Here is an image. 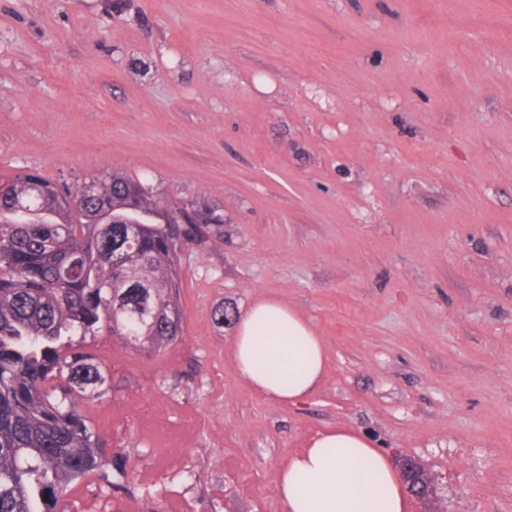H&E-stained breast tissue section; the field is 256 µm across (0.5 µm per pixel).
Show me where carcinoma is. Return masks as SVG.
Instances as JSON below:
<instances>
[{
  "label": "carcinoma",
  "mask_w": 512,
  "mask_h": 512,
  "mask_svg": "<svg viewBox=\"0 0 512 512\" xmlns=\"http://www.w3.org/2000/svg\"><path fill=\"white\" fill-rule=\"evenodd\" d=\"M141 186L117 171L70 187L28 173L0 195V512H58L70 485L101 474L82 403L105 376L62 337L104 330L154 353L182 335L170 244L208 225L172 223L179 204Z\"/></svg>",
  "instance_id": "1"
}]
</instances>
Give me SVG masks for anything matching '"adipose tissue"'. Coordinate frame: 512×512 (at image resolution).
Wrapping results in <instances>:
<instances>
[{
  "label": "adipose tissue",
  "mask_w": 512,
  "mask_h": 512,
  "mask_svg": "<svg viewBox=\"0 0 512 512\" xmlns=\"http://www.w3.org/2000/svg\"><path fill=\"white\" fill-rule=\"evenodd\" d=\"M234 365L248 387L276 402L311 395L324 375L325 349L310 324L274 299L256 302L231 339ZM286 512H408L407 490L391 459L366 434L318 433L276 472Z\"/></svg>",
  "instance_id": "1"
}]
</instances>
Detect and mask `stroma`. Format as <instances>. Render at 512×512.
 I'll return each mask as SVG.
<instances>
[{"label": "stroma", "mask_w": 512, "mask_h": 512, "mask_svg": "<svg viewBox=\"0 0 512 512\" xmlns=\"http://www.w3.org/2000/svg\"><path fill=\"white\" fill-rule=\"evenodd\" d=\"M115 170L224 215L179 255L183 336L73 337L108 466L59 512H286L314 433H367L444 512H512V0H0V177ZM264 298L321 337L298 403L251 390Z\"/></svg>", "instance_id": "1"}]
</instances>
